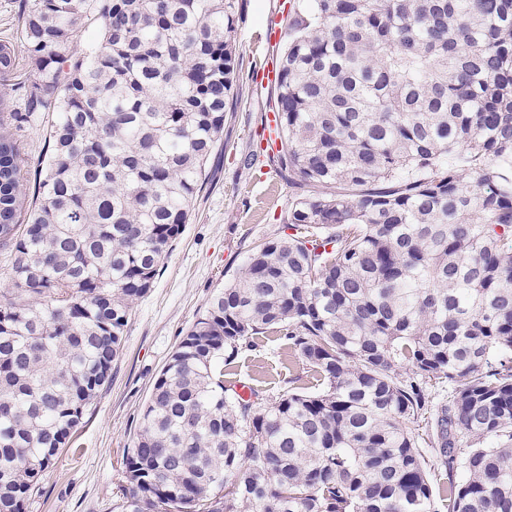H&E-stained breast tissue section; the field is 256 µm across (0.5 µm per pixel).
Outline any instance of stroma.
Returning <instances> with one entry per match:
<instances>
[{
  "instance_id": "obj_1",
  "label": "stroma",
  "mask_w": 512,
  "mask_h": 512,
  "mask_svg": "<svg viewBox=\"0 0 512 512\" xmlns=\"http://www.w3.org/2000/svg\"><path fill=\"white\" fill-rule=\"evenodd\" d=\"M278 0H237L235 41L238 101L224 123L209 181L190 211V220L165 257L153 288L132 308L123 349L112 364V383L85 415L71 444L63 448L28 499L25 512H113L115 492L125 481L122 458L132 447L140 413L153 383L186 330L204 311L217 286L232 279L249 251L280 235L299 188L280 169L261 175L252 162L264 112L274 91H256L249 79L264 53L255 35ZM50 113L17 135L22 170L36 182L48 161ZM237 380L271 396L308 369L280 336L256 352L242 354Z\"/></svg>"
}]
</instances>
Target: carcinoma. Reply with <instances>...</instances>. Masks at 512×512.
Listing matches in <instances>:
<instances>
[{"instance_id":"cac0c4a2","label":"carcinoma","mask_w":512,"mask_h":512,"mask_svg":"<svg viewBox=\"0 0 512 512\" xmlns=\"http://www.w3.org/2000/svg\"><path fill=\"white\" fill-rule=\"evenodd\" d=\"M235 10L19 2L38 76L9 86L0 43V512H25L111 384L132 304L189 223L234 101ZM92 18L99 43L73 51ZM277 104L278 161L303 189L291 233L181 337L114 512H440L407 428L427 413L448 512H512V0H304ZM40 112L32 190L16 133ZM266 333L314 385L261 403L224 384Z\"/></svg>"}]
</instances>
